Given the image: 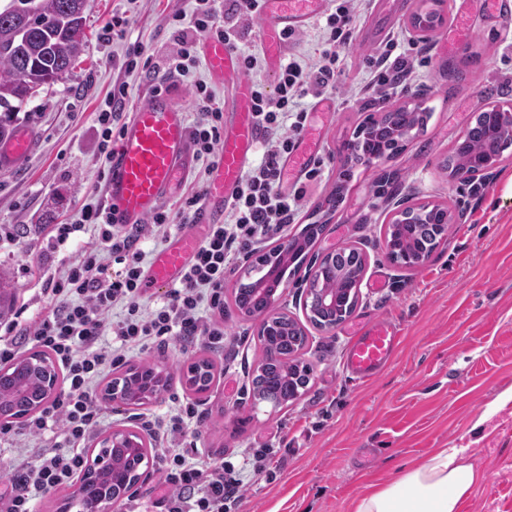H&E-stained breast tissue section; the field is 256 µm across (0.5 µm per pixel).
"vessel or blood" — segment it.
Listing matches in <instances>:
<instances>
[{"label": "vessel or blood", "instance_id": "vessel-or-blood-1", "mask_svg": "<svg viewBox=\"0 0 512 512\" xmlns=\"http://www.w3.org/2000/svg\"><path fill=\"white\" fill-rule=\"evenodd\" d=\"M261 39L265 55L279 63L286 32L301 30L327 0H263ZM202 52L208 70L235 80L236 120L221 140L220 160L214 166L198 211L194 229L179 234L158 251L149 268L146 286L159 293L175 283L197 249V226L220 223L224 205L243 175L258 140L253 119L252 87L238 80L240 60L217 38L204 39ZM34 147L30 131H18L0 144V168L10 169L25 160ZM192 154L187 117L168 93H152L148 102L125 122L110 162L103 203L115 223L139 224L155 213L179 181ZM399 344L394 324L376 320L357 329L344 358L350 377L372 379L393 360Z\"/></svg>", "mask_w": 512, "mask_h": 512}]
</instances>
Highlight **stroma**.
<instances>
[{"label": "stroma", "mask_w": 512, "mask_h": 512, "mask_svg": "<svg viewBox=\"0 0 512 512\" xmlns=\"http://www.w3.org/2000/svg\"><path fill=\"white\" fill-rule=\"evenodd\" d=\"M445 0V22L426 37L411 25L427 0H360L354 40L344 54V74L321 115L311 100L308 127L321 129L317 156L325 175L305 182L306 196L289 236L321 220L325 231L311 249L358 248L365 271L349 322L323 332L306 326L299 353L312 369L308 388L280 408L255 402L251 380L262 358L258 320L241 316L231 301L243 271L268 247L241 260L224 282V346L188 345L179 337L149 354L128 353L127 365L164 362L171 375L165 396L142 410L108 405L111 427L141 430V415L165 417L168 399L194 404L202 415L188 437L199 453L235 466L243 499L231 512H353L372 485L386 482L403 464L439 448L471 447L481 480L458 512H512V154L468 183L451 181L441 168L474 115L512 103V29L488 14L483 0ZM192 0H91L85 13L87 42L73 68L43 88L14 115L15 127L37 131L39 145L22 164L0 172V270L7 273L16 306L39 317L51 298L46 275L79 255L89 232L56 245L51 230L72 223L79 209L102 200L97 172L107 162L99 150L95 113L116 76L113 58L127 43L104 35L113 17L130 20L128 41L144 45L155 66L176 50L178 32L167 15L191 12ZM417 38L424 58L411 61L405 87L373 85L367 60L387 40ZM405 102L430 114L421 133L393 158L358 165L347 161L345 142L358 125ZM342 201L328 208L336 185ZM430 202L447 208L446 241L422 265L392 263L384 235L397 209ZM392 321L400 342L391 365L371 380L347 378L342 369L350 324ZM201 358L215 365L210 391L197 395L182 381ZM482 422V433L472 426ZM264 448L263 469L252 449Z\"/></svg>", "instance_id": "obj_1"}]
</instances>
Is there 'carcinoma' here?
I'll list each match as a JSON object with an SVG mask.
<instances>
[{"instance_id": "1", "label": "carcinoma", "mask_w": 512, "mask_h": 512, "mask_svg": "<svg viewBox=\"0 0 512 512\" xmlns=\"http://www.w3.org/2000/svg\"><path fill=\"white\" fill-rule=\"evenodd\" d=\"M16 0H8L0 6V140L10 137L13 129L7 121L14 105L25 99L21 90L37 83H54L66 73L64 66L74 63L82 50L83 40L74 38L73 32L83 28L84 14L89 0H39L38 10L32 15H15L9 8ZM427 112L418 106H401L390 113L384 123L393 128L397 137L414 128L424 126ZM512 142V128L503 126L492 135L482 116L459 139L448 154V164L468 167L476 160H500ZM363 147L375 157L396 154L398 147L393 140L380 135L371 128L366 136L345 148L354 150ZM448 210L436 207L431 217L423 224H392L389 226L386 244L400 264L414 267L425 252L440 244L448 231L445 215ZM360 255L351 253L345 261L334 266L320 268V279L324 288H347L357 279L362 269ZM234 304L245 316L262 314L269 304V297L257 294L251 287L241 285L234 295ZM300 326L294 321L282 323L280 335L273 338L259 336L263 349L273 346L279 350L276 358L263 357L252 380V393L257 401L277 400L281 405L295 398V389L306 387L308 380L296 353L304 338L299 336ZM139 377L128 382V400L139 406L158 398L169 385L170 374L153 375V365L138 366ZM41 392L38 374L31 370L25 360H19L0 374V419L8 422L14 418V405L21 400L37 398ZM125 469V451H112V467L95 484L79 488L83 497L92 502L112 499L119 489Z\"/></svg>"}]
</instances>
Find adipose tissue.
<instances>
[{"instance_id":"1","label":"adipose tissue","mask_w":512,"mask_h":512,"mask_svg":"<svg viewBox=\"0 0 512 512\" xmlns=\"http://www.w3.org/2000/svg\"><path fill=\"white\" fill-rule=\"evenodd\" d=\"M479 480L467 449L440 448L387 485L364 494L355 512H457Z\"/></svg>"}]
</instances>
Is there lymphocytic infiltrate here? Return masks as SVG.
I'll return each instance as SVG.
<instances>
[{
	"mask_svg": "<svg viewBox=\"0 0 512 512\" xmlns=\"http://www.w3.org/2000/svg\"><path fill=\"white\" fill-rule=\"evenodd\" d=\"M218 12L214 0H195L191 14L176 15L182 26L179 48L169 56L160 80L152 91L183 80L197 64L196 40L213 37L236 47L238 32L226 28L223 13L257 18L262 0H225ZM322 19V48L312 58L291 55L281 68L274 90L253 83V113L264 153L260 164L243 174L234 189L227 215L210 225L195 254L187 263L177 287L167 291L160 305L144 308L141 299L147 265L140 246L142 227L130 229L114 224L100 204L84 205L71 224L56 225L57 243L70 235L93 228L96 237L78 258L45 280V292L53 299L50 308L34 322L12 319L5 324L8 339L0 347V362L15 359L19 342L33 343L56 358L63 373V388L26 422L27 434L48 436L36 460L13 463L0 476V512H34L39 495L72 484L87 462L86 441L101 424L103 408L94 392L95 382L121 364L122 349L148 351L165 337L205 339L213 348L224 346V324L217 314L224 311V276L243 254L281 236L294 223L305 195L303 186L282 189L283 163L293 153L307 126V96L335 90L343 74L338 64L341 49L353 35L351 0H328ZM416 43L386 44L373 57L372 78L376 85L394 88L409 73L408 55ZM145 48H127L116 78L96 116L100 149L112 155V138L130 108L132 88L128 74L140 67ZM197 118L191 139L197 157L215 165L224 128V113L203 82L191 90ZM115 336L118 345L107 349L100 341ZM193 405L170 417L161 433L164 442L160 460L165 512H224L227 501L237 498L242 484L233 466L211 458L188 461V449L179 442L191 419Z\"/></svg>",
	"mask_w": 512,
	"mask_h": 512,
	"instance_id": "lymphocytic-infiltrate-1",
	"label": "lymphocytic infiltrate"
}]
</instances>
